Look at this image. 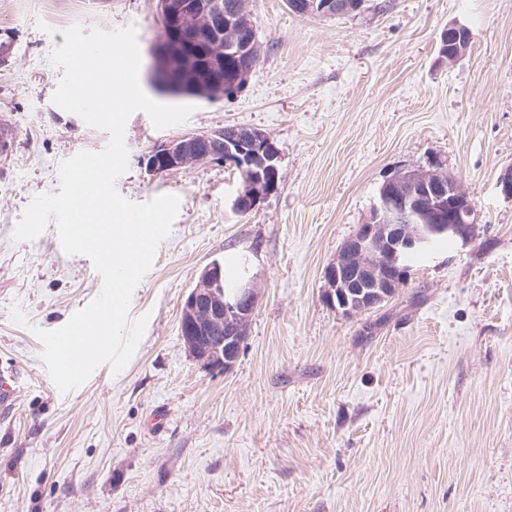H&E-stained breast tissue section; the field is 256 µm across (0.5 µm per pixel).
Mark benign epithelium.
I'll use <instances>...</instances> for the list:
<instances>
[{
	"mask_svg": "<svg viewBox=\"0 0 512 512\" xmlns=\"http://www.w3.org/2000/svg\"><path fill=\"white\" fill-rule=\"evenodd\" d=\"M288 7L302 15L330 16L336 12L335 0H289ZM158 10L162 37L150 49L151 83L158 92L204 100L222 98L230 92L224 87L222 71L206 68L193 77L207 42L220 32L224 45L240 47L236 86L246 85L259 64L258 36L253 31L241 38V26L233 19L224 20L222 0L211 2L212 22L204 27L188 25L182 0H158ZM443 38L448 40V52L442 55V62L452 66L469 54L471 35L467 28L450 25ZM219 134V130L185 134L151 150L142 157V164L146 171L160 173L158 156L166 158L171 168L219 162L221 158L200 148ZM237 154L242 187L233 201L236 212L276 187L277 182L263 173L279 176L280 151L266 135L253 129L237 145ZM476 228V202L456 178L437 170L397 172L384 181L366 221L328 266V300L345 315L371 311L406 284L408 255L426 250L438 237L466 243L475 236ZM257 303V289L251 283L238 276L228 278L224 264L212 262L182 306L180 332L192 356L206 365L232 367Z\"/></svg>",
	"mask_w": 512,
	"mask_h": 512,
	"instance_id": "7a95c632",
	"label": "benign epithelium"
}]
</instances>
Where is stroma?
<instances>
[{
	"label": "stroma",
	"mask_w": 512,
	"mask_h": 512,
	"mask_svg": "<svg viewBox=\"0 0 512 512\" xmlns=\"http://www.w3.org/2000/svg\"><path fill=\"white\" fill-rule=\"evenodd\" d=\"M261 45L248 83L191 99L181 125H125V198L180 200L133 292L147 325L120 373L97 367L60 392L34 328L65 325L101 291L57 227L13 231L60 164L108 132L55 105L63 29L137 30L141 65L161 34L157 0H0V371L21 391L0 418V512H512V0H364L340 16L249 0ZM471 53L440 63L448 25ZM261 130L279 148L276 189L233 210L238 171L210 163L149 174L141 158L183 134ZM438 169L477 203L469 243L415 259L406 284L348 317L327 266L392 174ZM238 264L259 290L231 367L205 366L180 335L204 268Z\"/></svg>",
	"instance_id": "obj_1"
}]
</instances>
